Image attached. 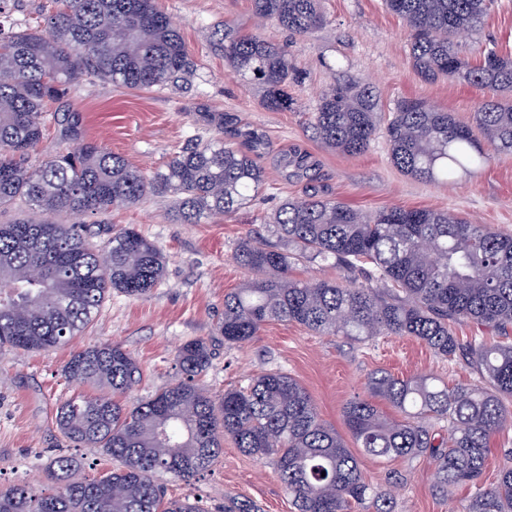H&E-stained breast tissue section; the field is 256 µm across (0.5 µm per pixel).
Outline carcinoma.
Returning a JSON list of instances; mask_svg holds the SVG:
<instances>
[{"label": "carcinoma", "instance_id": "obj_1", "mask_svg": "<svg viewBox=\"0 0 512 512\" xmlns=\"http://www.w3.org/2000/svg\"><path fill=\"white\" fill-rule=\"evenodd\" d=\"M46 17L51 37L29 29H0V208L19 200L31 216L0 224V348L37 352L71 340L96 318L114 291L143 300L164 276L166 257L128 228L106 229L105 245L89 241L80 224L41 223L36 217L131 207L151 197L169 201L173 218L197 224L247 205L265 184L257 162L264 135L237 127L229 114L199 111L223 138L197 143L146 174L96 141L39 166L30 152L46 130L47 105L84 77L132 90L185 81L196 62L156 0H57ZM491 0H384L409 29L410 61L418 76L462 80L479 92L470 123L420 99L397 105L381 122L373 87L360 81L322 90L312 126L320 143L345 155L386 141L392 164L424 181L469 175L495 155L512 153V57L479 40L470 62L462 34L473 35ZM254 13L288 31L306 34L323 25L319 0H252ZM224 61L247 84L265 91V105L288 109V55L259 35L224 26ZM269 232L279 244L243 239L234 260L253 273L224 295L218 331L226 345H243L264 324H299L320 335L366 342L377 336L413 337L448 360L461 357L482 382L450 384L432 374L399 378L371 374L369 397L343 411L357 447L374 458L427 455L434 490L457 500V512H512V467L484 485L491 439L512 427V234L474 224L447 210L387 207L363 212L332 198L287 201ZM301 261L332 264L364 281L300 280ZM42 281L33 283L30 270ZM470 321L496 340L462 343L451 324ZM214 356L199 339L176 353L183 379L134 407L116 400L137 385V360L118 345L75 351L63 372L99 393L65 402L56 415L60 433L76 446L100 448L119 466L88 482H72L80 466L58 456L40 488L17 483L0 489V512H204L199 502L167 499L159 473L189 480L206 470L229 436L244 454L271 462L297 512H353L371 502L393 512L388 489L368 481L341 435L320 417L306 388L270 371L217 398L196 383ZM400 413L392 417L377 401ZM448 423V437L436 425ZM462 486L474 495L456 499Z\"/></svg>", "mask_w": 512, "mask_h": 512}]
</instances>
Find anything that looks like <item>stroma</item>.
Masks as SVG:
<instances>
[{
    "label": "stroma",
    "instance_id": "stroma-1",
    "mask_svg": "<svg viewBox=\"0 0 512 512\" xmlns=\"http://www.w3.org/2000/svg\"><path fill=\"white\" fill-rule=\"evenodd\" d=\"M157 5L190 49L197 64L194 75L177 86L152 90H130L94 79L80 83L49 106L53 112L75 113V124L48 123L29 157L30 165L93 140L151 172L183 148L215 137V130L196 118L198 108L205 106L265 133L259 161L266 183L249 207L198 224L173 221L163 198L81 216L87 225L135 227L166 255L165 274L147 299L111 293L93 324L69 343L42 352L0 349V488L16 483L43 486L46 465L59 454L81 458V468L72 474L76 482L112 469V459L101 449L77 448L64 441L55 421L62 402L95 392L92 385L69 381L62 372L75 350L93 344L120 345L138 361L143 376L123 395L127 406L179 381L177 350L202 339L215 352L200 380L211 395L278 370L307 389L321 418L342 435L347 432L343 407L366 395L374 371L383 369L401 378L432 372L451 382L475 377L464 362L446 361L410 337L381 336L356 343L321 336L295 323L271 321L250 343L229 346L216 330L225 294L251 277L233 258L238 243L249 234L266 233L265 217L287 200L301 201L313 194L366 212L387 206L451 210L512 233V155H499L469 176L427 182L400 172L391 163L384 140H377L364 154L344 155L324 148L310 124L319 94L337 82L372 84L385 114L400 100L419 98L463 122L471 121L476 109L475 89L461 81L426 82L418 77L410 63L407 30L382 0H321L326 21L303 36L256 18L251 0H157ZM51 6V0H7L0 9V24L45 31ZM228 24L261 35L287 52L299 74L298 82L288 88V109H268L261 85L244 83L225 67L217 41ZM479 38L512 57V0H494ZM296 151L308 155L311 168L307 174L289 177L282 159ZM358 460L370 482L390 489L393 512H454V502L433 491L429 457L383 463L362 454ZM164 484L167 497L198 500L205 512H222L225 501L234 497L255 501L263 512H295L274 466L245 455L229 438L208 471L187 481L168 477Z\"/></svg>",
    "mask_w": 512,
    "mask_h": 512
}]
</instances>
